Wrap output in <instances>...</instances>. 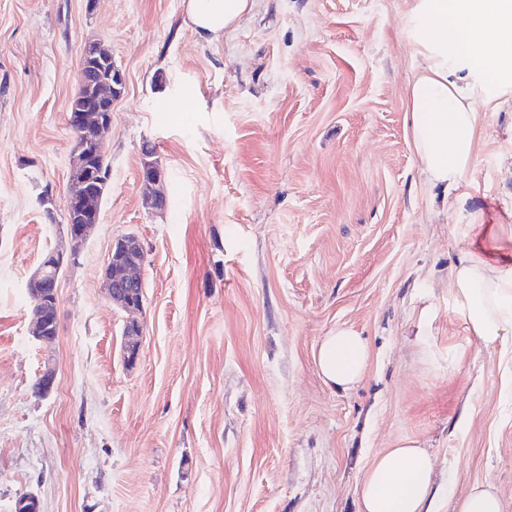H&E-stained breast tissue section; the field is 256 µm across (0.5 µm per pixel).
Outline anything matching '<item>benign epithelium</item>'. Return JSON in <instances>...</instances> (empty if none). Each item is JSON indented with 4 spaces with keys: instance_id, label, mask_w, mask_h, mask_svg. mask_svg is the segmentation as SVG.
<instances>
[{
    "instance_id": "obj_1",
    "label": "benign epithelium",
    "mask_w": 512,
    "mask_h": 512,
    "mask_svg": "<svg viewBox=\"0 0 512 512\" xmlns=\"http://www.w3.org/2000/svg\"><path fill=\"white\" fill-rule=\"evenodd\" d=\"M81 59L84 64L90 61L95 66L109 68L111 88L104 95L105 104L87 102L81 106L73 105L68 110V122L76 134L69 176L80 173L90 183L93 176L91 156L82 139H90L98 146L103 144V133L112 125V106L117 95L121 94L124 77L112 63V53L97 42L85 43ZM96 202L97 196L91 189L80 195L69 193L66 196L68 239L74 249L87 239L91 230L99 223ZM65 260L66 255L59 250L49 254L28 280L35 304L31 333L35 340L45 345L50 344L57 335L54 327L58 320L56 294ZM143 265L144 248L135 235L119 239L108 255L104 276L105 291L113 306L129 314L139 311L143 305ZM123 336L124 362L133 365L140 353L142 328L137 321L130 320L124 327Z\"/></svg>"
}]
</instances>
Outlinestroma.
Instances as JSON below:
<instances>
[{"label":"stroma","instance_id":"1","mask_svg":"<svg viewBox=\"0 0 512 512\" xmlns=\"http://www.w3.org/2000/svg\"><path fill=\"white\" fill-rule=\"evenodd\" d=\"M409 4L252 0L208 42L184 0H0V512L23 494L42 512H360L373 458L402 440L450 495L489 480L512 512V342L483 347L448 279L473 245L512 259V103L477 102L459 192L428 183L407 108ZM88 40L126 87L100 221L74 250L68 107ZM148 159L162 209L145 201ZM128 234L145 249L133 316L103 290ZM57 249L72 256L46 347L26 284ZM342 325L369 345L347 390L314 359ZM123 359L127 365H133L138 359L141 348L142 328L135 320H130L124 327Z\"/></svg>","mask_w":512,"mask_h":512}]
</instances>
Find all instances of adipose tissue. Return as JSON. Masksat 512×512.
<instances>
[{
	"mask_svg": "<svg viewBox=\"0 0 512 512\" xmlns=\"http://www.w3.org/2000/svg\"><path fill=\"white\" fill-rule=\"evenodd\" d=\"M250 0H187V18L205 40L233 28ZM404 34L419 66L408 90L414 150L427 181L443 193L459 190L473 165L486 88L512 77V0H413ZM457 308L487 347L512 335V265L498 266L468 250L451 269ZM325 383L349 389L363 377L368 343L339 327L319 344ZM361 512H440L430 454L412 442L377 455L359 489Z\"/></svg>",
	"mask_w": 512,
	"mask_h": 512,
	"instance_id": "adipose-tissue-1",
	"label": "adipose tissue"
}]
</instances>
